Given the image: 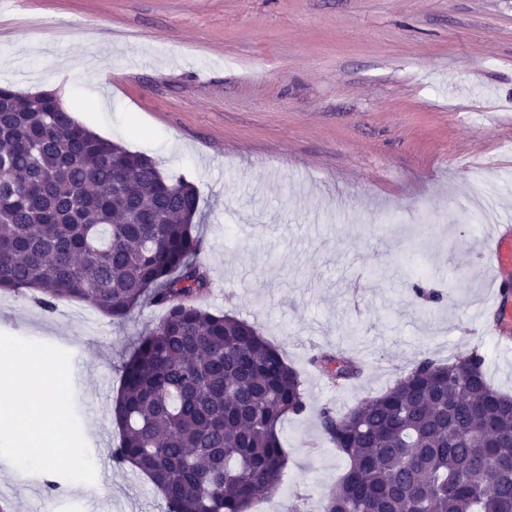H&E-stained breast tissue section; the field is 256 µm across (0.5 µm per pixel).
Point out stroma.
<instances>
[{
    "mask_svg": "<svg viewBox=\"0 0 512 512\" xmlns=\"http://www.w3.org/2000/svg\"><path fill=\"white\" fill-rule=\"evenodd\" d=\"M1 57L0 85L66 95L78 122L197 188L205 307L256 326L308 402L281 427L280 491L251 512H317L346 469L319 410L347 412L422 356L479 351L512 390V356L470 319L482 229L458 220L478 177L512 211V0H0ZM164 314L115 324L0 293V332L70 353L96 468L51 494L44 475L0 470L12 512H166L111 457L122 367ZM336 351L358 379L309 363Z\"/></svg>",
    "mask_w": 512,
    "mask_h": 512,
    "instance_id": "35a3bbf8",
    "label": "stroma"
}]
</instances>
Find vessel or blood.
Listing matches in <instances>:
<instances>
[{
    "label": "vessel or blood",
    "instance_id": "b4317fda",
    "mask_svg": "<svg viewBox=\"0 0 512 512\" xmlns=\"http://www.w3.org/2000/svg\"><path fill=\"white\" fill-rule=\"evenodd\" d=\"M479 255L489 267L491 296L474 313L477 321L491 320V334L500 350H512V222L490 225L480 241Z\"/></svg>",
    "mask_w": 512,
    "mask_h": 512
}]
</instances>
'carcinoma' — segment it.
Segmentation results:
<instances>
[{
    "label": "carcinoma",
    "instance_id": "1",
    "mask_svg": "<svg viewBox=\"0 0 512 512\" xmlns=\"http://www.w3.org/2000/svg\"><path fill=\"white\" fill-rule=\"evenodd\" d=\"M198 202L185 178L56 111L53 93L0 86V290L117 323L163 307L122 367L112 461L150 478L167 512H249L278 491L281 423L308 404L254 325L199 304ZM310 363L336 384L360 375L341 352ZM483 366L475 351L425 356L348 413L322 408L348 467L321 512H512V394Z\"/></svg>",
    "mask_w": 512,
    "mask_h": 512
}]
</instances>
